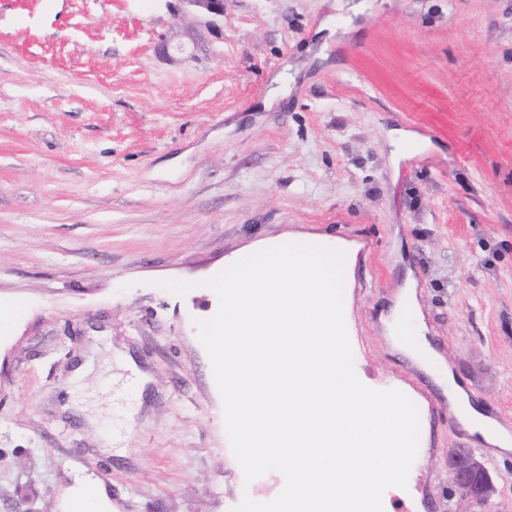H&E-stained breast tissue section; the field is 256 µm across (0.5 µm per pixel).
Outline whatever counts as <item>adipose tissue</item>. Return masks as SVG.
Instances as JSON below:
<instances>
[{
    "label": "adipose tissue",
    "mask_w": 512,
    "mask_h": 512,
    "mask_svg": "<svg viewBox=\"0 0 512 512\" xmlns=\"http://www.w3.org/2000/svg\"><path fill=\"white\" fill-rule=\"evenodd\" d=\"M418 304L414 289H407L398 301L390 326L397 345L426 371L435 373L438 383L447 385L448 400L455 418L472 435L477 443L492 449L494 454L512 453V432L496 420L485 415L475 406L450 367L442 362L428 342H416L408 338L401 326L405 316H417Z\"/></svg>",
    "instance_id": "adipose-tissue-1"
}]
</instances>
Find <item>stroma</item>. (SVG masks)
Wrapping results in <instances>:
<instances>
[{
    "label": "stroma",
    "mask_w": 512,
    "mask_h": 512,
    "mask_svg": "<svg viewBox=\"0 0 512 512\" xmlns=\"http://www.w3.org/2000/svg\"><path fill=\"white\" fill-rule=\"evenodd\" d=\"M342 2L224 0L214 32L166 0H0V305L20 304L0 332V512H66L88 483L106 512L273 500L281 473L237 465L195 322L229 259L288 238L346 245L356 374L416 394L384 512H512V455L461 428L379 321L415 281L427 341L512 428V0ZM162 34L196 48L167 59ZM397 129L436 136L397 160ZM454 450L485 464L486 504L456 492Z\"/></svg>",
    "instance_id": "obj_1"
}]
</instances>
